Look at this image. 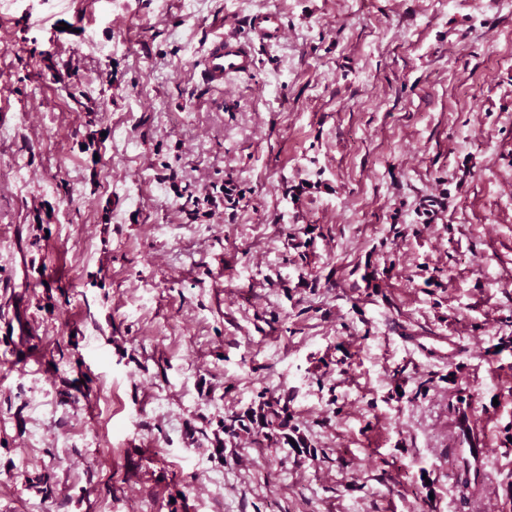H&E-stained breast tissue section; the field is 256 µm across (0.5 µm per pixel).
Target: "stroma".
Listing matches in <instances>:
<instances>
[{"mask_svg": "<svg viewBox=\"0 0 512 512\" xmlns=\"http://www.w3.org/2000/svg\"><path fill=\"white\" fill-rule=\"evenodd\" d=\"M0 117V512H512V0H0ZM250 32L265 44L280 42L286 34L282 15L277 11H265L252 15L248 21ZM255 67L252 42L221 32L214 36L202 59L201 77L207 86L221 89L235 79L250 76ZM246 420L248 423H245ZM237 429L247 433L252 430L259 432L263 429H278L281 431L280 438L284 439V444L292 445L288 433L285 432L288 429V408L286 405L280 406L278 399H267L259 404L257 409L251 408L243 416L231 419L229 425H224V430L232 435L236 434ZM468 447L464 448L467 456L466 461L469 463L467 476L470 481L473 480L476 484V482L480 481L484 462L489 456V448H486L483 444L476 443L475 439L468 443Z\"/></svg>", "mask_w": 512, "mask_h": 512, "instance_id": "35a3bbf8", "label": "stroma"}]
</instances>
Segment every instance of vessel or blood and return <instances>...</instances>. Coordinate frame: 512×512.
<instances>
[{"label":"vessel or blood","instance_id":"vessel-or-blood-1","mask_svg":"<svg viewBox=\"0 0 512 512\" xmlns=\"http://www.w3.org/2000/svg\"><path fill=\"white\" fill-rule=\"evenodd\" d=\"M248 25L254 39L269 45L280 42L286 34L283 17L276 11L256 13L250 17ZM255 67L256 56L251 41L242 40L231 32H221L214 36L202 59L201 77L207 86L220 89L233 80L250 76ZM465 454L469 463V479L480 480L489 455L488 448L473 442Z\"/></svg>","mask_w":512,"mask_h":512}]
</instances>
